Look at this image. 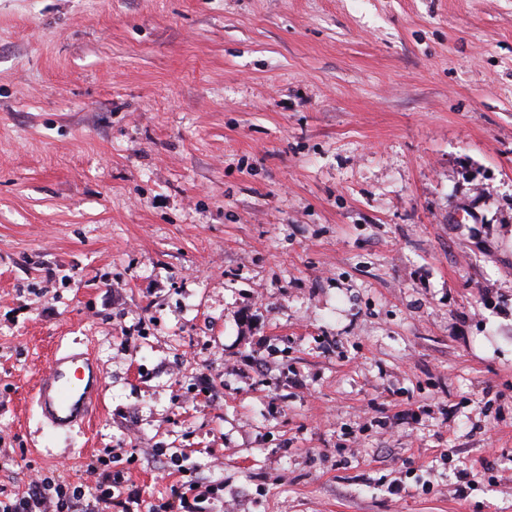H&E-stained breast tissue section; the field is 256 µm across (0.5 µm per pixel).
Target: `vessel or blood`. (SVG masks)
I'll list each match as a JSON object with an SVG mask.
<instances>
[{
	"label": "vessel or blood",
	"mask_w": 512,
	"mask_h": 512,
	"mask_svg": "<svg viewBox=\"0 0 512 512\" xmlns=\"http://www.w3.org/2000/svg\"><path fill=\"white\" fill-rule=\"evenodd\" d=\"M103 389V376L93 358L81 350H67L54 356L38 380L34 397L47 423L66 433L91 419Z\"/></svg>",
	"instance_id": "1"
}]
</instances>
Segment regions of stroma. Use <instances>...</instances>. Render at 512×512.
I'll use <instances>...</instances> for the list:
<instances>
[{"instance_id": "35a3bbf8", "label": "stroma", "mask_w": 512, "mask_h": 512, "mask_svg": "<svg viewBox=\"0 0 512 512\" xmlns=\"http://www.w3.org/2000/svg\"><path fill=\"white\" fill-rule=\"evenodd\" d=\"M176 452L231 512H512V0H0V486ZM104 380L87 352L67 350L56 354L35 389L42 417L56 431L67 433L85 425L98 410Z\"/></svg>"}]
</instances>
